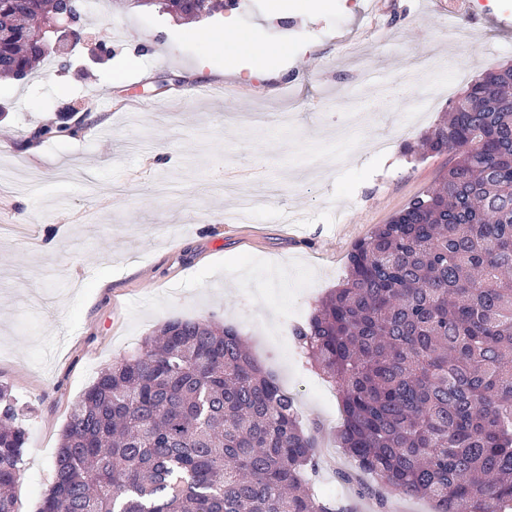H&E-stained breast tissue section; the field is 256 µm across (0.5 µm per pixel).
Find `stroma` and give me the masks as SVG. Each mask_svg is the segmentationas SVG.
Here are the masks:
<instances>
[{
	"label": "stroma",
	"mask_w": 512,
	"mask_h": 512,
	"mask_svg": "<svg viewBox=\"0 0 512 512\" xmlns=\"http://www.w3.org/2000/svg\"><path fill=\"white\" fill-rule=\"evenodd\" d=\"M233 15L283 46L278 77L242 81L193 23L97 0L83 34L110 59L79 45L0 78V384L26 430L16 512H38L100 372L166 321L199 317L240 331L318 423L320 482L363 504L340 479L355 464L337 449L336 392L280 329L307 321L355 245L439 183L450 154L405 146L469 80L512 65V0H335L284 25L269 0H240ZM454 23L470 42L449 43ZM55 122L80 131L17 156Z\"/></svg>",
	"instance_id": "obj_1"
}]
</instances>
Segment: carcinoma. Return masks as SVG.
<instances>
[{"label":"carcinoma","mask_w":512,"mask_h":512,"mask_svg":"<svg viewBox=\"0 0 512 512\" xmlns=\"http://www.w3.org/2000/svg\"><path fill=\"white\" fill-rule=\"evenodd\" d=\"M179 17L224 0H145ZM82 0H0V76L48 50L35 23ZM439 184L354 247L349 274L293 330L336 387L340 448L433 512L512 507V66L471 83L422 139ZM26 445L0 385V512ZM314 438L240 332L173 319L75 405L39 512H349L313 490Z\"/></svg>","instance_id":"cac0c4a2"}]
</instances>
